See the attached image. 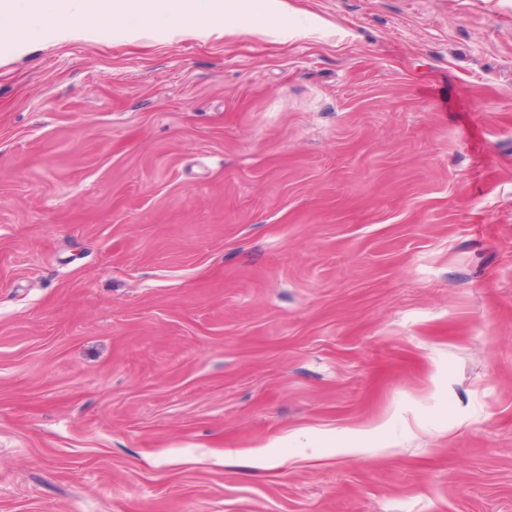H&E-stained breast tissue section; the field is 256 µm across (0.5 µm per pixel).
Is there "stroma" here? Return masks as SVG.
Masks as SVG:
<instances>
[{
    "label": "stroma",
    "mask_w": 512,
    "mask_h": 512,
    "mask_svg": "<svg viewBox=\"0 0 512 512\" xmlns=\"http://www.w3.org/2000/svg\"><path fill=\"white\" fill-rule=\"evenodd\" d=\"M279 2L0 38V512H512V0Z\"/></svg>",
    "instance_id": "35a3bbf8"
}]
</instances>
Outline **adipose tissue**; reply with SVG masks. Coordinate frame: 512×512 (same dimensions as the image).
<instances>
[{"label": "adipose tissue", "mask_w": 512, "mask_h": 512, "mask_svg": "<svg viewBox=\"0 0 512 512\" xmlns=\"http://www.w3.org/2000/svg\"><path fill=\"white\" fill-rule=\"evenodd\" d=\"M223 10L222 0H0V30L22 46L43 38H87L108 15L113 36L122 39L146 30L169 39L205 38Z\"/></svg>", "instance_id": "ef3b65f1"}]
</instances>
